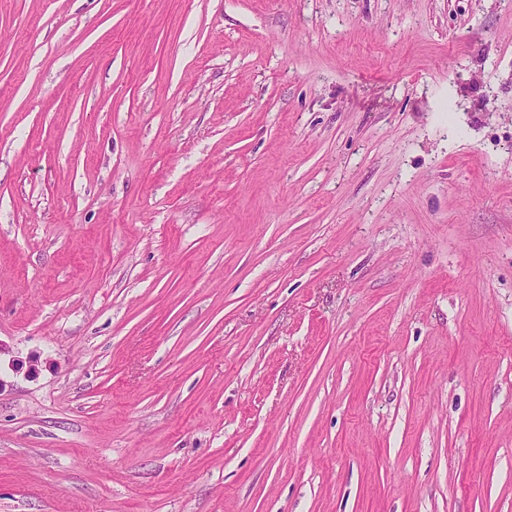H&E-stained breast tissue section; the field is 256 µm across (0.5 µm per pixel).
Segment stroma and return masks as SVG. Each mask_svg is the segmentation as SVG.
Listing matches in <instances>:
<instances>
[{
	"mask_svg": "<svg viewBox=\"0 0 512 512\" xmlns=\"http://www.w3.org/2000/svg\"><path fill=\"white\" fill-rule=\"evenodd\" d=\"M0 512H512V0H0Z\"/></svg>",
	"mask_w": 512,
	"mask_h": 512,
	"instance_id": "1",
	"label": "stroma"
}]
</instances>
